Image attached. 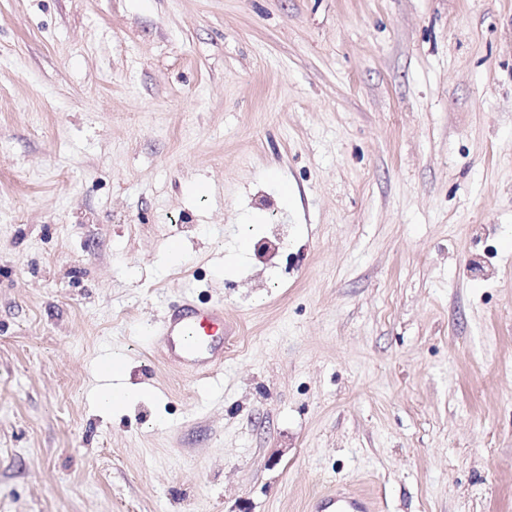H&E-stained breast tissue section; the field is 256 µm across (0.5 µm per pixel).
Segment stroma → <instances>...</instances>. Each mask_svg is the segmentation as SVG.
<instances>
[{
    "label": "stroma",
    "mask_w": 512,
    "mask_h": 512,
    "mask_svg": "<svg viewBox=\"0 0 512 512\" xmlns=\"http://www.w3.org/2000/svg\"><path fill=\"white\" fill-rule=\"evenodd\" d=\"M339 483L512 512V0H0V512ZM157 343L168 361L193 371L196 379L220 367L224 359V306L183 303L165 313Z\"/></svg>",
    "instance_id": "obj_1"
}]
</instances>
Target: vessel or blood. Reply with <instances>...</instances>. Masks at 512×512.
Instances as JSON below:
<instances>
[{
	"instance_id": "vessel-or-blood-1",
	"label": "vessel or blood",
	"mask_w": 512,
	"mask_h": 512,
	"mask_svg": "<svg viewBox=\"0 0 512 512\" xmlns=\"http://www.w3.org/2000/svg\"><path fill=\"white\" fill-rule=\"evenodd\" d=\"M157 343L168 361L206 377L224 359V308L220 305L183 303L165 313L157 332ZM312 512H372L365 494L347 487L317 499Z\"/></svg>"
}]
</instances>
